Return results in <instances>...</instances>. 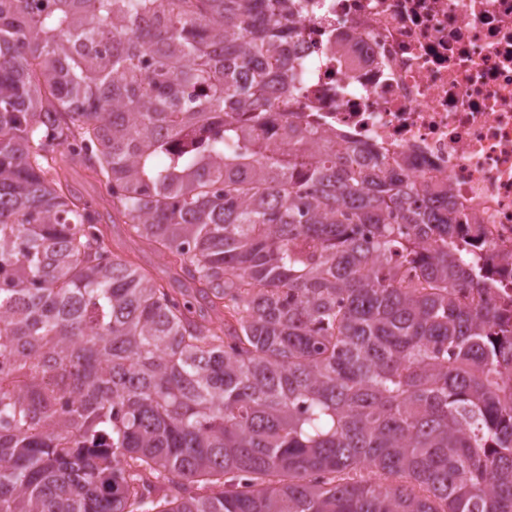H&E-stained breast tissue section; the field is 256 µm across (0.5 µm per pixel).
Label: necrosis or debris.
Here are the masks:
<instances>
[{
  "label": "necrosis or debris",
  "instance_id": "1",
  "mask_svg": "<svg viewBox=\"0 0 512 512\" xmlns=\"http://www.w3.org/2000/svg\"><path fill=\"white\" fill-rule=\"evenodd\" d=\"M283 120L399 163L512 268V0H301Z\"/></svg>",
  "mask_w": 512,
  "mask_h": 512
}]
</instances>
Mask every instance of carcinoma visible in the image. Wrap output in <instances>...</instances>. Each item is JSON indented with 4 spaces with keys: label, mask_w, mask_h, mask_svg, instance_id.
Here are the masks:
<instances>
[{
    "label": "carcinoma",
    "mask_w": 512,
    "mask_h": 512,
    "mask_svg": "<svg viewBox=\"0 0 512 512\" xmlns=\"http://www.w3.org/2000/svg\"><path fill=\"white\" fill-rule=\"evenodd\" d=\"M294 4L0 0V512H512L480 247L280 122Z\"/></svg>",
    "instance_id": "obj_1"
}]
</instances>
